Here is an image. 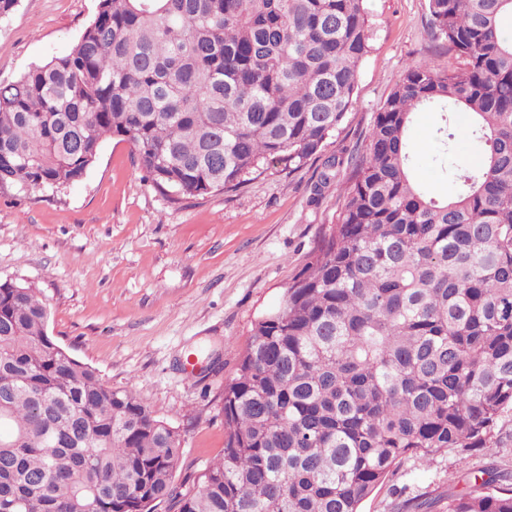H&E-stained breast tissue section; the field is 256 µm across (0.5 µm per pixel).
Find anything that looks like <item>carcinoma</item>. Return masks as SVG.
<instances>
[{"instance_id":"carcinoma-1","label":"carcinoma","mask_w":512,"mask_h":512,"mask_svg":"<svg viewBox=\"0 0 512 512\" xmlns=\"http://www.w3.org/2000/svg\"><path fill=\"white\" fill-rule=\"evenodd\" d=\"M456 64L408 65L365 150L314 186L336 223L224 385V455L174 485L178 431L47 334L39 290L0 279V512H359L398 461L499 448L512 411V0H428ZM371 51L363 0H98L72 49L0 82V190H61L132 145L173 204L322 150ZM440 167L472 119L481 160L450 200L414 177V114ZM413 512H512V471Z\"/></svg>"}]
</instances>
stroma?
I'll use <instances>...</instances> for the list:
<instances>
[{
  "label": "stroma",
  "mask_w": 512,
  "mask_h": 512,
  "mask_svg": "<svg viewBox=\"0 0 512 512\" xmlns=\"http://www.w3.org/2000/svg\"><path fill=\"white\" fill-rule=\"evenodd\" d=\"M98 0H19L0 21V81L70 51ZM372 50L353 105L325 147L301 169H273L236 194L172 206L142 179L127 142L107 139L94 166L60 191L0 192V279L39 289L47 333L115 389L135 387L176 427V484H197L224 453V385L236 374L252 326L277 310L342 202L311 194L328 157L364 150L375 112L415 61L454 63L428 22L427 0H365ZM438 113L417 112L416 176L438 197L455 186L438 167ZM459 457L404 460L360 506L447 494Z\"/></svg>",
  "instance_id": "1"
}]
</instances>
